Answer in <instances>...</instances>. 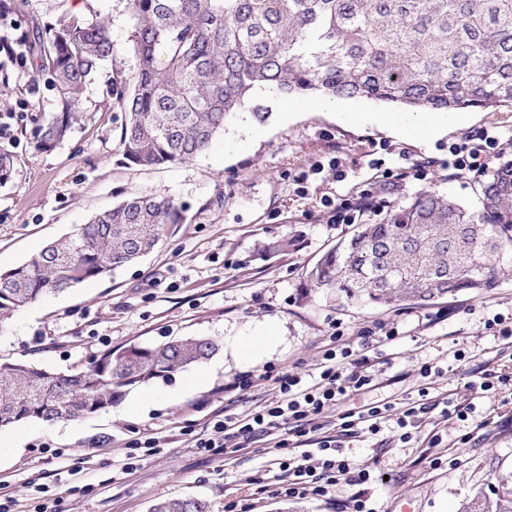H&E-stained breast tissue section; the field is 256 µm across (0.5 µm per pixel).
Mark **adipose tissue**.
<instances>
[{
    "mask_svg": "<svg viewBox=\"0 0 512 512\" xmlns=\"http://www.w3.org/2000/svg\"><path fill=\"white\" fill-rule=\"evenodd\" d=\"M319 106L335 115L343 125L356 122L396 125L400 133L421 142H430L445 136L449 129L458 126L462 116L457 112H409L398 117H380L370 112H349L335 100H320Z\"/></svg>",
    "mask_w": 512,
    "mask_h": 512,
    "instance_id": "obj_1",
    "label": "adipose tissue"
}]
</instances>
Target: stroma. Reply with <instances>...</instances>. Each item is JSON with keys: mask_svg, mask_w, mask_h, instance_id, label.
<instances>
[{"mask_svg": "<svg viewBox=\"0 0 512 512\" xmlns=\"http://www.w3.org/2000/svg\"><path fill=\"white\" fill-rule=\"evenodd\" d=\"M77 16L108 23L113 51L87 86L82 110L62 143L39 149L36 129L57 111L37 70L0 56V111H12V134L0 148L15 159L0 186V271L27 261L129 195L159 190L183 209L157 248L140 261L15 310L0 327V359L25 360L66 373L108 349L205 337L218 346L207 361L130 390L111 408L74 421H28L0 429V501L14 512H149L171 498L206 500L210 512L244 501L249 512H347L363 493L375 512H463L476 497L497 499L512 482V388H470L484 364L512 373L503 339L486 329L494 315L512 317V280L475 296L376 307L311 286L310 267L352 226L330 223L333 207L356 208L373 222L414 193L432 190L480 210L485 172L456 174L448 148L497 127L512 158V103L465 114L447 136L422 143L387 125L338 124L311 96L278 97L272 116L242 112L197 158L162 168L128 165L119 144L124 114L114 89L137 67L130 0H31L28 14L8 17L11 38ZM240 140L225 152L224 143ZM288 237V252L258 255V240ZM399 333L381 348L373 382L341 399L329 419L380 401L430 396L476 410L467 420L430 413L409 440L393 424L378 435L345 440L354 469L371 479L337 481L326 496L288 498V475L274 466L265 437L231 455L197 448L195 435L231 415L279 400L285 373L315 374L327 350L357 348L364 331ZM269 342L258 353L251 337ZM462 360H454V353ZM439 368L423 378L422 364ZM154 439L157 453L134 440Z\"/></svg>", "mask_w": 512, "mask_h": 512, "instance_id": "1", "label": "stroma"}]
</instances>
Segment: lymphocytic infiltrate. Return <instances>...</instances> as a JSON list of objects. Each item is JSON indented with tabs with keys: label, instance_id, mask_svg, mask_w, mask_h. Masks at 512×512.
Wrapping results in <instances>:
<instances>
[{
	"label": "lymphocytic infiltrate",
	"instance_id": "obj_1",
	"mask_svg": "<svg viewBox=\"0 0 512 512\" xmlns=\"http://www.w3.org/2000/svg\"><path fill=\"white\" fill-rule=\"evenodd\" d=\"M498 145L499 137L494 130L484 128L477 132L475 142L453 144L448 151L453 167L466 173L485 168L492 149ZM377 348L373 336L366 333L361 337L359 350L348 362L337 363L335 354H327L315 384L303 385L298 375L283 376L280 401L241 419L228 416L215 422L205 437L198 439V447L208 451L221 448L232 453L272 432H284V439L277 443L282 451L278 465L287 472L288 482L280 487V494L288 498L323 497L338 480L363 484L371 478L369 470L353 471L342 452L343 439L364 432L377 434L389 422L401 429L414 427L423 415L437 408L443 414L453 413L461 418L473 412L470 404L450 408L428 398L400 405L387 401L348 414L337 425L338 436L322 435L320 417L325 408L337 397L372 383Z\"/></svg>",
	"mask_w": 512,
	"mask_h": 512
}]
</instances>
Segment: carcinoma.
Listing matches in <instances>:
<instances>
[{"instance_id": "1", "label": "carcinoma", "mask_w": 512, "mask_h": 512, "mask_svg": "<svg viewBox=\"0 0 512 512\" xmlns=\"http://www.w3.org/2000/svg\"><path fill=\"white\" fill-rule=\"evenodd\" d=\"M138 65L116 89L125 114L126 163L175 165L204 153L224 125L247 111L270 117L259 87L287 94L365 97L420 112L494 109L512 102V0H132ZM39 69L57 91L58 112L38 144L63 142L81 94L112 54L104 21L63 20L36 32ZM13 155L0 150V184ZM483 209L470 212L431 190L415 193L373 224H362L309 270L311 284L386 305L494 288L512 272V159L482 184ZM182 209L155 192L136 193L94 215L76 233L0 272V325L47 294L132 264L154 250ZM287 238L256 243L288 251ZM215 343L187 337L156 346L109 349L89 366L55 373L0 360V429L53 423L112 407L131 389L201 363ZM479 498L466 512H512ZM150 512H209L200 499L155 502Z\"/></svg>"}]
</instances>
